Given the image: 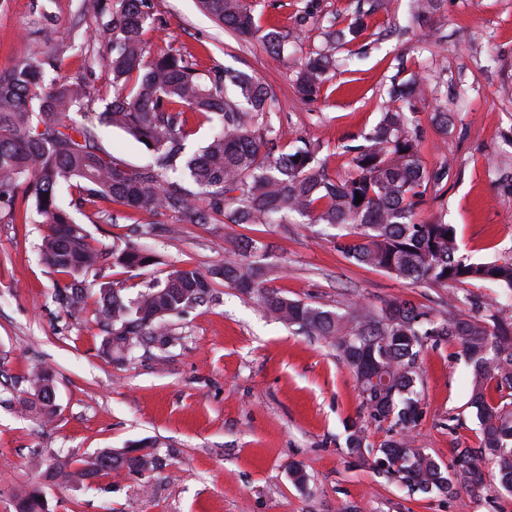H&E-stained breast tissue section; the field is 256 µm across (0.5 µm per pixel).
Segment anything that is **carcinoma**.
Wrapping results in <instances>:
<instances>
[{"label": "carcinoma", "instance_id": "carcinoma-1", "mask_svg": "<svg viewBox=\"0 0 512 512\" xmlns=\"http://www.w3.org/2000/svg\"><path fill=\"white\" fill-rule=\"evenodd\" d=\"M441 0H413L416 17L427 19ZM204 10L239 38L261 34L268 52L283 54L285 37L262 28L247 0H200ZM95 22L104 35L103 61L111 76L105 106L95 111L97 92L62 75L61 55L37 51L27 62L0 72V208L11 223L48 226L40 251L58 275L54 299L68 313L93 305L92 321L104 333L100 351L123 359L146 341L164 355L169 347L167 318L206 302L217 281L252 294L276 319L314 336L335 338L359 385L368 419L399 429L376 448V462L398 482L424 494H454L456 485L475 491L483 484L477 460L491 466L512 490V405L494 403L491 391H512V322L492 302H472L475 314L450 313L438 320L411 301L372 312L348 304L349 315L290 300L264 279L268 265L245 263L237 252L203 274L173 269L165 279L147 282L134 297L112 282L90 277L107 260L125 272H142L158 263L148 248L95 244L73 210L101 199L135 211L181 213L193 224L219 219L225 224H324L338 230L336 250L349 262L379 269L413 283L446 288L485 282L512 292V257L475 262L460 252L453 225L418 219L430 188L448 178V162L436 168L421 159L423 136L414 119L417 81L392 84V107L365 137L346 148L350 171L328 175L318 148L277 150V135L265 121L275 100L268 87L224 68L203 76L192 60L171 51L145 59L151 16L144 0H100ZM363 22L327 33L328 42L356 39ZM334 66L328 50L311 53L296 75L304 99L320 95ZM213 124L207 143L188 150L187 113ZM104 127L117 128L149 156L129 166L97 145ZM299 162H294V158ZM75 190L74 209L58 197L61 185ZM363 201L355 203V193ZM446 339L459 348L472 369L471 407L483 435L482 448L457 451L452 469L412 447L409 429L422 417L419 357L429 340ZM24 386L0 385V406L33 416L46 425L57 413L52 373L37 368ZM346 448L365 447L363 421L346 426ZM158 457L147 452L126 458L110 449L92 455L60 450L37 458L34 468L65 482L86 484L120 470H154ZM34 489L21 499L19 512H44Z\"/></svg>", "mask_w": 512, "mask_h": 512}]
</instances>
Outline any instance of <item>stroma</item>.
I'll return each instance as SVG.
<instances>
[{
  "mask_svg": "<svg viewBox=\"0 0 512 512\" xmlns=\"http://www.w3.org/2000/svg\"><path fill=\"white\" fill-rule=\"evenodd\" d=\"M249 2L285 35L283 56L269 55L259 39L229 36L198 0H148L147 50L194 57L203 73L230 66L255 76L277 99L269 122L281 150L301 141L320 146L334 178L349 171L344 145L363 143L391 106L392 80L418 79L422 160L430 168L450 163L447 182L428 192L420 220L453 224L472 260L512 256V0H443L423 23L413 18L411 0ZM358 12L363 32L336 50L343 66L316 100L301 99L300 61L325 47L329 28L347 27ZM95 13L96 0H0V70L47 43L62 51L64 74L104 89ZM437 112L448 115L447 136L433 128ZM96 208L84 223L93 238L120 248L137 242L160 257L138 275L102 269L130 297L174 268H214L242 233L269 254L268 286L293 300L342 313L351 299L376 312L406 299L437 318L466 316L470 300L494 299L501 317L512 319V293L474 281L414 284L351 264L323 225L244 229L107 200ZM46 232L42 224L0 220V378L19 381L32 367L49 368L59 408L42 428L0 407V512H18L35 487L45 512H512V494L488 471L474 494L424 495L400 485L375 462L386 426L367 424V448L350 453L345 427L361 416V398L335 340L299 332L224 284L206 303L171 318L165 357L151 347L124 363L102 357L89 316L70 315L52 299L58 276L38 252ZM418 389L423 414L409 431L416 447L447 466L457 449L481 446L471 372L455 345L427 342ZM144 439L158 443L163 460L151 473L103 476L86 488L45 479L31 466L37 453H122ZM297 469L305 485L295 484Z\"/></svg>",
  "mask_w": 512,
  "mask_h": 512,
  "instance_id": "stroma-1",
  "label": "stroma"
}]
</instances>
